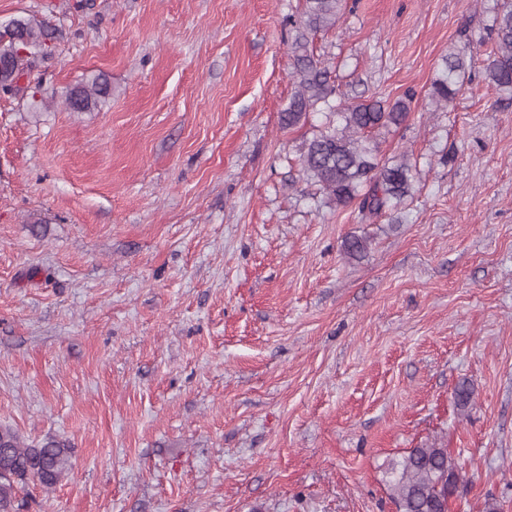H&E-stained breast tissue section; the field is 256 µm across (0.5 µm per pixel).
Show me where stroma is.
<instances>
[{
    "label": "stroma",
    "mask_w": 512,
    "mask_h": 512,
    "mask_svg": "<svg viewBox=\"0 0 512 512\" xmlns=\"http://www.w3.org/2000/svg\"><path fill=\"white\" fill-rule=\"evenodd\" d=\"M305 0H0L55 29L0 93V422L73 451L25 512H398L392 463L445 447L448 512H512V97L496 0H347L313 50L414 189L361 220L283 127ZM473 57L450 110L428 96ZM102 75L91 112L68 88ZM368 240L349 259L343 242ZM473 398L459 407L455 389ZM493 49L484 65V78L489 88L512 92V1L503 0L491 27Z\"/></svg>",
    "instance_id": "stroma-1"
}]
</instances>
